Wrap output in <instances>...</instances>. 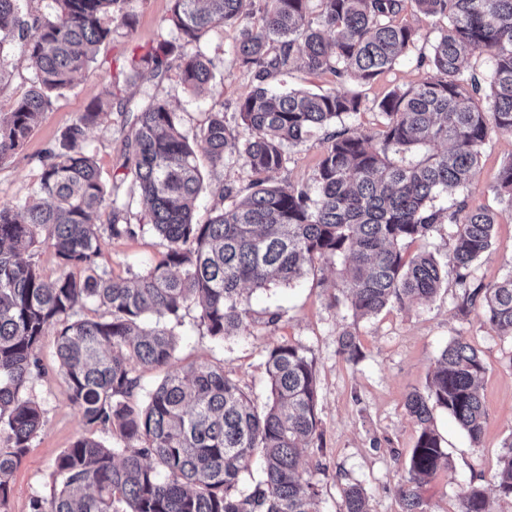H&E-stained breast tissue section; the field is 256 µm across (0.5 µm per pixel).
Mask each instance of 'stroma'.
I'll list each match as a JSON object with an SVG mask.
<instances>
[{
    "label": "stroma",
    "mask_w": 512,
    "mask_h": 512,
    "mask_svg": "<svg viewBox=\"0 0 512 512\" xmlns=\"http://www.w3.org/2000/svg\"><path fill=\"white\" fill-rule=\"evenodd\" d=\"M169 8L170 0H132L135 26L118 29L110 41L100 45L96 63L77 75L74 87L41 114L22 148L0 164V201L31 193L37 181L38 156L94 97L105 96L128 57L143 54L152 44ZM396 20L418 29L420 38L390 70L359 86L362 106L344 119L352 132L381 129L378 102L389 92L413 87L425 77L427 66L422 58L429 55L431 43L446 26L445 18L421 16L409 4ZM238 34L235 26L216 28L199 42L213 64L212 92L193 94L172 71L164 78L147 77L142 84L128 87L126 97L136 106L142 104L144 90H157L178 112L189 135L203 126L218 101L229 129H236L238 105L256 84L252 70L231 62ZM128 129L124 115L115 109L90 130L88 145L103 176L120 173ZM321 152L316 137L287 149L283 166L270 175L272 182L312 185ZM510 160L512 132L492 134L474 180L460 194L468 208L486 207L497 215L493 246L471 269L469 281L474 285L493 284L512 275V208L500 204L491 190L501 165ZM201 172L203 190L194 214L200 224L211 217L222 188L229 185L245 193L254 180L249 167L240 161L218 169L205 164ZM128 218L133 234L107 236L102 241L99 264L113 277H133L156 262L163 250L139 197L131 198ZM337 279V268L329 267L322 276L308 274L288 287L254 291L249 298L255 319L250 333L221 341L209 335L197 309L187 310L177 329L175 364L223 362L229 375L260 407L268 396L270 350L284 341L302 346L315 364L322 431L320 447L307 451L302 467L319 488L320 512H343V490L355 483L366 490L370 512H401L405 466L420 433L406 411V397L412 391L425 390L441 350L452 340L465 338L483 361L479 386L487 412L485 431L480 442H471L446 411L435 409L432 424L448 452L449 468L425 484L421 494L428 512H457L461 494L478 485L489 495L493 512H512V498L496 490L503 444L512 439V339L498 335L481 308L465 314L459 311L464 291L456 282H448L432 300L387 308L372 318L358 320L346 303H331ZM346 329L357 333L360 355L353 362L338 352L339 334ZM55 336V328H48L39 350L45 375L34 380L32 393L41 406L43 424L13 475L9 512H29L32 497L49 495L55 458L86 431L57 372Z\"/></svg>",
    "instance_id": "1"
}]
</instances>
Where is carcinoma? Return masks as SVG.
<instances>
[{
  "label": "carcinoma",
  "mask_w": 512,
  "mask_h": 512,
  "mask_svg": "<svg viewBox=\"0 0 512 512\" xmlns=\"http://www.w3.org/2000/svg\"><path fill=\"white\" fill-rule=\"evenodd\" d=\"M447 19L432 44L428 73L378 104L383 129L326 134L314 188L269 184L284 147L309 141L320 129L360 110L365 84L391 69L418 31L395 22L404 2ZM30 0H0V80L9 53L28 62L29 90L0 113V163L23 145L42 113L74 87L96 61L98 46L118 27L133 28L129 0H52L43 14ZM164 31L140 57L119 70L108 99L94 98L39 157L36 187L24 199L0 202V512H7L11 478L42 427L30 395L45 375L38 357L43 336L57 328L55 354L67 399L88 432L56 457L53 492L30 502L31 512H319L320 491L301 468L303 454L322 442L317 377L306 350L289 342L268 355L269 402L261 409L224 364L173 363L175 327L183 311L199 310L208 333L224 340L249 331L254 320L245 287L267 290L341 261L342 297L357 319L438 293L450 274L462 288L475 261L492 247L496 214L451 212L434 205L441 193L468 187L493 132L512 131V0H267L259 18L245 21L244 0H171ZM236 25L233 61L254 70L256 85L239 104L242 132L231 134L223 108L195 133L214 168L241 161L255 176L253 191L229 188L230 204L205 224L193 222L201 180L197 155L177 112L157 93L134 115L126 135L149 223L162 240L160 260L132 279L100 270L102 230L131 234L129 202L117 178L106 184L87 145L89 131L149 72L163 78L181 59L178 77L192 92L212 85L211 60L192 50L216 27ZM486 55L479 77L464 64ZM333 73L338 85L318 92L274 89L270 79L294 68ZM491 190L512 207V161ZM453 224L447 262L406 253L439 224ZM49 240L61 273L45 277L35 248ZM93 306L77 317L76 307ZM483 309L501 336L512 337V276L479 285L460 310ZM339 352L356 360L355 333L345 330ZM142 367L164 370L147 400L138 396ZM480 354L464 338L440 353L426 392L406 398L420 426L401 490V512H427L420 489L449 469L448 453L432 427V412H448L469 439L480 442L486 413L477 380ZM98 428L117 439L94 437ZM497 490L512 497V441L505 444ZM261 476L240 489L254 455ZM366 490H344V512H368ZM458 512H492L483 488L472 485Z\"/></svg>",
  "instance_id": "obj_1"
}]
</instances>
